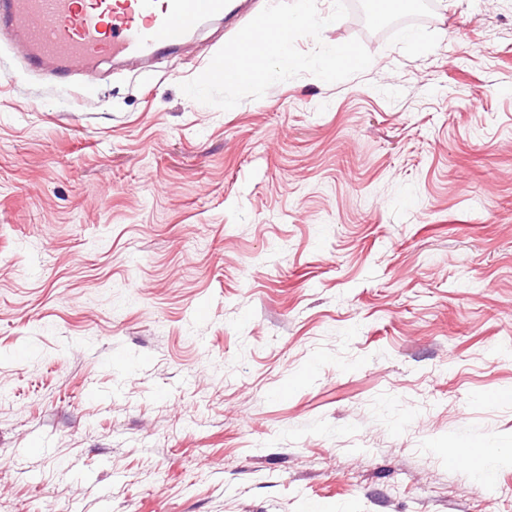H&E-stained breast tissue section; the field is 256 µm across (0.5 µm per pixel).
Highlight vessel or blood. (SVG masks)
<instances>
[{"instance_id": "vessel-or-blood-1", "label": "vessel or blood", "mask_w": 512, "mask_h": 512, "mask_svg": "<svg viewBox=\"0 0 512 512\" xmlns=\"http://www.w3.org/2000/svg\"><path fill=\"white\" fill-rule=\"evenodd\" d=\"M246 10L231 0H0V34L29 67L66 78L102 58L170 52L205 20L236 21Z\"/></svg>"}]
</instances>
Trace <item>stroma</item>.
I'll use <instances>...</instances> for the list:
<instances>
[{
    "mask_svg": "<svg viewBox=\"0 0 512 512\" xmlns=\"http://www.w3.org/2000/svg\"><path fill=\"white\" fill-rule=\"evenodd\" d=\"M239 30L81 97L0 47V512H512L441 453L512 449V0L185 96Z\"/></svg>",
    "mask_w": 512,
    "mask_h": 512,
    "instance_id": "obj_1",
    "label": "stroma"
}]
</instances>
